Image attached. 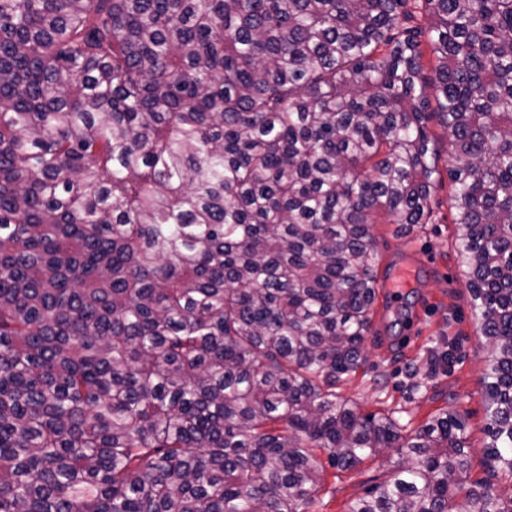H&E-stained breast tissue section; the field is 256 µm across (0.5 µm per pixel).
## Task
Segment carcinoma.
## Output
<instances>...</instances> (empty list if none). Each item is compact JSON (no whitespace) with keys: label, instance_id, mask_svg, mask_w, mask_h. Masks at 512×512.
<instances>
[{"label":"carcinoma","instance_id":"cac0c4a2","mask_svg":"<svg viewBox=\"0 0 512 512\" xmlns=\"http://www.w3.org/2000/svg\"><path fill=\"white\" fill-rule=\"evenodd\" d=\"M486 456L336 394L441 172ZM512 512V0H0V512ZM399 457L388 462L368 459L352 470L326 467L324 480L315 496L314 512H345L348 504L365 495L369 489L387 481Z\"/></svg>","mask_w":512,"mask_h":512}]
</instances>
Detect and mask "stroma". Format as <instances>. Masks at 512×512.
<instances>
[{"label": "stroma", "instance_id": "obj_1", "mask_svg": "<svg viewBox=\"0 0 512 512\" xmlns=\"http://www.w3.org/2000/svg\"><path fill=\"white\" fill-rule=\"evenodd\" d=\"M449 180L432 191L430 223L408 234L378 215L372 233L377 242L378 279L383 282L374 306L372 332L364 343V364L345 377L338 393L353 401L361 414H387L419 429L443 410L461 414L469 429L472 475L489 477L485 455V412L481 376L486 350L461 274L455 247L456 226L449 206ZM413 266L410 288L393 293L386 286L396 269ZM453 349L449 370L411 375L430 353ZM392 462L377 459L351 469L327 468L315 496L314 512H345L348 504L387 481Z\"/></svg>", "mask_w": 512, "mask_h": 512}]
</instances>
